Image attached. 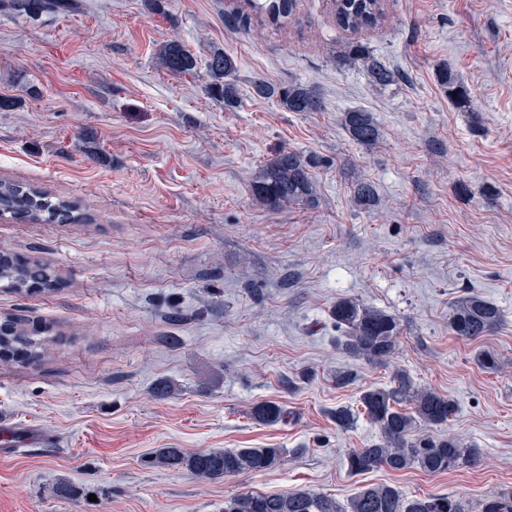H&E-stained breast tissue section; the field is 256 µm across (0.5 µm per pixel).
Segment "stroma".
<instances>
[{"label": "stroma", "mask_w": 512, "mask_h": 512, "mask_svg": "<svg viewBox=\"0 0 512 512\" xmlns=\"http://www.w3.org/2000/svg\"><path fill=\"white\" fill-rule=\"evenodd\" d=\"M375 28L346 31L331 0H297L281 26L243 0H70L30 18L0 5V180L75 202L66 224L0 217V249L62 283L0 288V319L39 327L40 359L0 363V417L42 446L0 457V512H223L242 491L303 488L345 500L370 485L470 502L512 491V0H383ZM194 55L169 73L172 39ZM365 46L400 75L374 85L349 55ZM237 65L240 104L208 91L214 50ZM257 81L314 87L320 112L254 96ZM464 98L449 95V85ZM372 112L382 141L353 142L342 114ZM315 163V206L271 207L253 182L281 150ZM375 186L378 206L354 199ZM468 292L505 314L482 339L448 329ZM355 299L398 319L389 366L347 357L331 318ZM492 351L496 369L478 366ZM451 397L436 436L476 445L446 473L379 467L347 454L379 439L359 386L394 368ZM354 369L358 386L340 388ZM161 381L167 398L152 397ZM287 408L266 425L256 408ZM284 451L276 468L197 479L153 464L160 448ZM66 480L82 499L61 498Z\"/></svg>", "instance_id": "1"}]
</instances>
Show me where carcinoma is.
Wrapping results in <instances>:
<instances>
[{"instance_id":"1","label":"carcinoma","mask_w":512,"mask_h":512,"mask_svg":"<svg viewBox=\"0 0 512 512\" xmlns=\"http://www.w3.org/2000/svg\"><path fill=\"white\" fill-rule=\"evenodd\" d=\"M16 10L29 17L64 10L67 0H10ZM264 21L282 24L294 16L296 0H247ZM336 23L345 30L357 31L378 20L377 0H333ZM373 84L388 86L399 80L373 53L361 45L354 46ZM163 61L171 73L186 74L195 67L193 54L181 43L168 44ZM234 59L216 52L209 63L212 83L209 89L233 108L239 101ZM255 96L273 99L290 112H319L322 102L315 90L304 84L286 88L258 81L252 87ZM342 124L352 141L373 146L382 140V129L373 113L363 109L343 113ZM255 195L270 206L284 203L313 206L317 201V186L311 172V161L295 151L279 152L262 170L254 185ZM359 205L372 208L376 189L368 181L354 185ZM0 211L18 219L56 222L76 219L77 206L72 201L52 199L35 187L22 183H0ZM56 281L45 267L32 266L12 255L0 258V288L15 293L50 291ZM336 329L341 332L339 345L354 360L387 365L394 358L398 321L374 307L352 299L336 302L333 313ZM505 320L503 311L476 293H468L455 301L448 328L464 340H476L497 329ZM28 331L15 328L0 334V360H30L37 357ZM362 413L380 432L377 443L367 448H355L348 453L347 465L357 475L378 467L400 471L419 468L441 473L472 465L477 459L475 448L460 438H435L417 433L418 428L445 425L455 412V402L430 387L415 383L404 369H396L390 386L367 389L359 396ZM257 418L265 424H276L287 418L283 406L265 403ZM281 448H244L240 450L209 449L186 452L181 448H159L154 462L169 469L186 470L205 481H216L240 473L261 472L281 464ZM224 512H512V492L493 493L472 505L467 500L448 493L427 494L406 498L391 485L361 489L341 502L331 496L303 489L277 494L243 492L224 501Z\"/></svg>"}]
</instances>
